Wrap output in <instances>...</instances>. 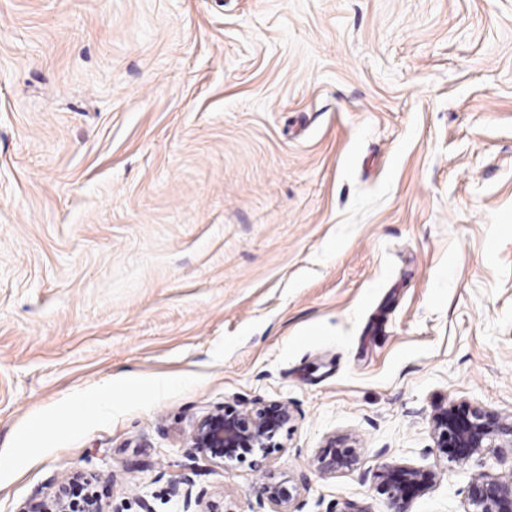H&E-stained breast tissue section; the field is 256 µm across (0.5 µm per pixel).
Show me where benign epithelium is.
<instances>
[{"instance_id":"1","label":"benign epithelium","mask_w":512,"mask_h":512,"mask_svg":"<svg viewBox=\"0 0 512 512\" xmlns=\"http://www.w3.org/2000/svg\"><path fill=\"white\" fill-rule=\"evenodd\" d=\"M292 406L282 400L260 401L240 410H217L202 418L194 426L191 447L216 466L238 458L245 453H268L280 447L277 437L293 419ZM432 431L438 447L451 450L458 460L483 463L488 452L501 462L512 459V414L471 405H443L433 410ZM328 452L313 460L315 472L321 477L339 470H350L359 463L358 440L333 437L327 444ZM379 487L386 495V512H411L412 491L424 492L436 484L438 474L433 470L385 465L377 474ZM310 481L281 480L271 472H264L257 493L270 512H300V491L308 489ZM67 484L60 483L50 495L28 502L24 512H68ZM469 512H512V477L505 479L488 473H479L470 482L467 491Z\"/></svg>"}]
</instances>
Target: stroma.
<instances>
[{
	"label": "stroma",
	"instance_id": "35a3bbf8",
	"mask_svg": "<svg viewBox=\"0 0 512 512\" xmlns=\"http://www.w3.org/2000/svg\"><path fill=\"white\" fill-rule=\"evenodd\" d=\"M259 399L295 414L263 468L196 456ZM438 403L512 413V0H0V512L77 471L259 512L266 470L386 512L387 463L468 512L512 466L436 448ZM358 440L349 436L333 437L328 441V452L313 460L315 472L320 477L336 473L339 470H350L359 463Z\"/></svg>",
	"mask_w": 512,
	"mask_h": 512
}]
</instances>
